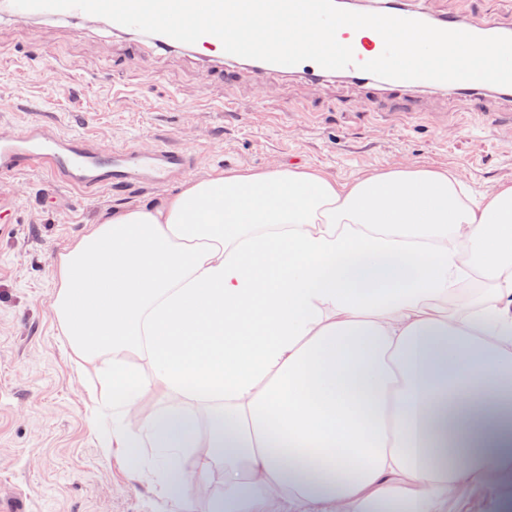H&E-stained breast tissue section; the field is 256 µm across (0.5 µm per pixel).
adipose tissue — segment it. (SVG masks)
Masks as SVG:
<instances>
[{"instance_id":"obj_1","label":"adipose tissue","mask_w":512,"mask_h":512,"mask_svg":"<svg viewBox=\"0 0 512 512\" xmlns=\"http://www.w3.org/2000/svg\"><path fill=\"white\" fill-rule=\"evenodd\" d=\"M55 268L102 447L175 512H207L188 449L226 512H440L512 481V185L474 206L414 166L214 173L114 210Z\"/></svg>"}]
</instances>
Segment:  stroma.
<instances>
[{"label": "stroma", "mask_w": 512, "mask_h": 512, "mask_svg": "<svg viewBox=\"0 0 512 512\" xmlns=\"http://www.w3.org/2000/svg\"><path fill=\"white\" fill-rule=\"evenodd\" d=\"M73 28L0 21L1 120L19 127L36 116L108 149L161 140L196 152L201 178L277 166L346 182L414 165L448 170L478 194L512 185V124L480 125L482 113H512L511 102L425 91L404 115L388 98L364 106L361 90L343 78L311 85L271 77L259 93L247 67L226 75L187 48L159 52L96 21L80 36ZM202 97L208 108L172 107ZM300 103L311 112L297 111ZM23 182L11 223L0 226V499L22 494L27 512H172L117 452H104L52 305L60 252L112 210L180 186H135L87 201L38 173ZM499 497H512V484H463L443 512H494Z\"/></svg>", "instance_id": "35a3bbf8"}]
</instances>
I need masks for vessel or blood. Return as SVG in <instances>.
Segmentation results:
<instances>
[{"label": "vessel or blood", "instance_id": "1", "mask_svg": "<svg viewBox=\"0 0 512 512\" xmlns=\"http://www.w3.org/2000/svg\"><path fill=\"white\" fill-rule=\"evenodd\" d=\"M364 12L380 13L395 17L412 18L447 30H462L478 36H512V23L502 22L495 13L486 12L482 19L470 14L436 17L430 12L411 6L408 0H364ZM68 20L84 23L90 14L71 8L63 11L27 10L14 6L11 0H0V19ZM341 39L353 49L356 63L344 68L343 73L354 83L370 86L371 97L398 96L407 100L414 96L419 81L384 79L360 70V63L379 57L384 41L379 33L364 28H341ZM198 44L206 48V62L222 71L244 63L241 57L224 51L221 41L212 35L202 36ZM249 63L256 81H264L272 74L291 75L306 82H319L330 78L331 70L315 62L304 61L293 66L272 64L261 60ZM431 89L450 94H462L473 98L485 96L486 83L477 81L431 82ZM495 94L512 101V86H495ZM195 166L191 156L182 150L155 143L142 149L132 142L112 150L104 149L97 140L84 135L64 136L53 127L32 120L19 128L0 125V184L18 187L19 178L30 172H42L53 181L79 191L90 198L102 189L122 190L139 182L167 185L178 178L193 174Z\"/></svg>", "mask_w": 512, "mask_h": 512}]
</instances>
